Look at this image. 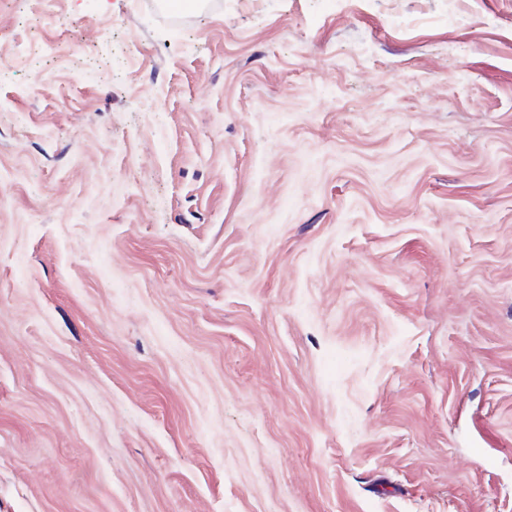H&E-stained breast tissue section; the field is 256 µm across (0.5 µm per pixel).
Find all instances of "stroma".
Masks as SVG:
<instances>
[{"instance_id":"stroma-1","label":"stroma","mask_w":512,"mask_h":512,"mask_svg":"<svg viewBox=\"0 0 512 512\" xmlns=\"http://www.w3.org/2000/svg\"><path fill=\"white\" fill-rule=\"evenodd\" d=\"M0 512H512V0H0Z\"/></svg>"}]
</instances>
